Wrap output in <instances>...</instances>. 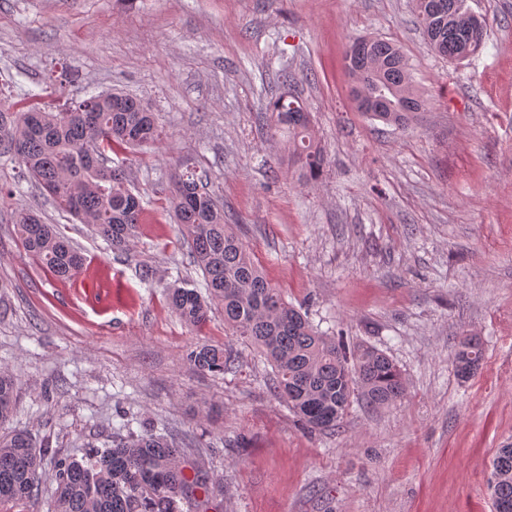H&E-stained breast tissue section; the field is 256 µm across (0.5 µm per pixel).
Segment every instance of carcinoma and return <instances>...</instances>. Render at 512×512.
Segmentation results:
<instances>
[{
	"mask_svg": "<svg viewBox=\"0 0 512 512\" xmlns=\"http://www.w3.org/2000/svg\"><path fill=\"white\" fill-rule=\"evenodd\" d=\"M424 39L438 54L462 62L485 45V23L467 11V0H416ZM364 44L359 60L361 93L352 97L358 111L371 120L405 128L425 102L414 92L409 63L393 43L356 40L344 57L352 73L356 46ZM274 130L288 134L292 157L304 182L316 180L325 163L312 136V114L297 97L286 93L269 102ZM162 138L155 112L141 99L104 93L73 99L58 112L38 101L15 108L10 126L0 123V143L7 142L26 171L55 206L95 227L113 252H127L144 211L124 170L108 165V154L152 146ZM170 209L202 271L207 296L188 283L167 287L171 308L190 327L209 317L211 305L224 309V325L232 335L257 346L274 368V391L298 421L310 430L341 427L353 396L374 408L388 406L406 393L396 363L366 345L351 346L311 325L301 310L284 300L266 281L229 224L224 204L207 190L195 169L175 173ZM14 231L25 252L54 276L66 279L83 256L71 241L33 211L13 213ZM197 370L224 373L235 365L231 351L197 344L186 354ZM483 359L479 339L464 335L453 355L457 375L467 378ZM17 377L0 370V422L14 413ZM103 446L83 445L82 455L56 459V484L51 512H197V492L206 478L187 476L185 453L172 435L144 426ZM41 452L25 431L0 436V503L29 498L41 480ZM493 502L512 505V442L496 450L492 460Z\"/></svg>",
	"mask_w": 512,
	"mask_h": 512,
	"instance_id": "1",
	"label": "carcinoma"
}]
</instances>
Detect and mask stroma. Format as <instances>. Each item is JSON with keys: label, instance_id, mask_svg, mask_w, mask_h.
Returning <instances> with one entry per match:
<instances>
[{"label": "stroma", "instance_id": "stroma-1", "mask_svg": "<svg viewBox=\"0 0 512 512\" xmlns=\"http://www.w3.org/2000/svg\"><path fill=\"white\" fill-rule=\"evenodd\" d=\"M487 25L461 64L433 52L415 0H0V100L118 89L157 111L163 141L114 154L146 205L132 248L59 211L0 149V369L13 417L48 450L34 496L50 512L53 458L111 442L119 412L167 427L198 471L207 512H493L491 461L512 442V0H468ZM383 38L427 100L411 128L368 119L344 69ZM314 115L327 163L299 180L271 98ZM207 172L266 280L320 330L373 346L406 379L383 408L353 399L337 430L308 432L258 349L215 308L192 328L164 289L202 285L169 211L170 176ZM39 212L85 257L60 280L27 256L10 213ZM484 346L457 376L460 336ZM226 346L233 370L198 371L191 346ZM17 377L10 370H0V422L8 421L14 413L17 397Z\"/></svg>", "mask_w": 512, "mask_h": 512}]
</instances>
